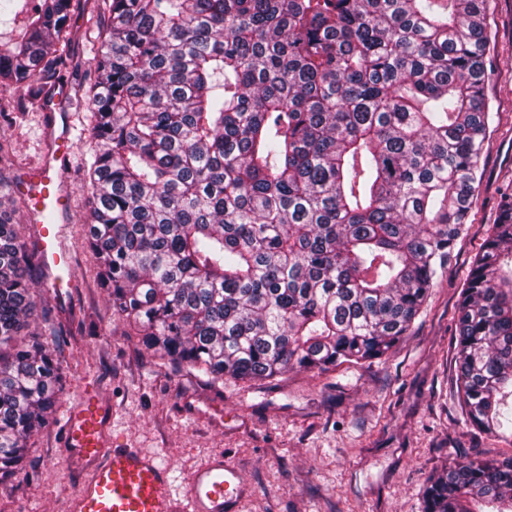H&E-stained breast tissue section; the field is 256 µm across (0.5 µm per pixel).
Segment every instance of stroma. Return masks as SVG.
<instances>
[{
  "mask_svg": "<svg viewBox=\"0 0 512 512\" xmlns=\"http://www.w3.org/2000/svg\"><path fill=\"white\" fill-rule=\"evenodd\" d=\"M78 0L70 14V61L49 86L84 94L94 66ZM491 75L498 119L483 156L470 229L419 316L383 361L326 372L294 369L275 380L214 383L146 351L112 310L84 244L82 162L96 148L91 115H71V215L65 229L76 274L66 296L37 277L39 311L28 333L46 335L63 376L47 426L28 442L23 470L0 483V512H67L82 473L67 470L58 427L85 386L112 402L117 444L161 452L175 477L214 454L236 466L238 512H423L428 477L466 455L512 457V438L472 435L455 394L454 312L471 258L497 217L499 188L512 182V0H489ZM39 103L0 83V179L12 182L45 152Z\"/></svg>",
  "mask_w": 512,
  "mask_h": 512,
  "instance_id": "1",
  "label": "stroma"
}]
</instances>
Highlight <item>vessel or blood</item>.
Instances as JSON below:
<instances>
[{
    "label": "vessel or blood",
    "instance_id": "1",
    "mask_svg": "<svg viewBox=\"0 0 512 512\" xmlns=\"http://www.w3.org/2000/svg\"><path fill=\"white\" fill-rule=\"evenodd\" d=\"M70 86H58L42 102L51 121L53 151L49 161L26 172L21 183L30 199L28 215L36 221L39 254L54 290L72 287L75 272L63 242L69 210L64 171L53 162L69 160L67 110ZM61 447L70 461L89 477L69 499V512H236L240 476L223 457L207 458L186 477L182 493H175L171 469L160 454L122 448L112 441V411L92 388L67 414Z\"/></svg>",
    "mask_w": 512,
    "mask_h": 512
}]
</instances>
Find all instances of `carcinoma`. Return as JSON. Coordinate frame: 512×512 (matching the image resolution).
I'll list each match as a JSON object with an SVG mask.
<instances>
[{
    "label": "carcinoma",
    "instance_id": "cac0c4a2",
    "mask_svg": "<svg viewBox=\"0 0 512 512\" xmlns=\"http://www.w3.org/2000/svg\"><path fill=\"white\" fill-rule=\"evenodd\" d=\"M16 2L0 78L38 100L73 4ZM106 2L84 223L115 314L214 382L388 356L469 231L488 0ZM37 266L0 216V482L63 390L49 347L17 340ZM454 321L468 424L512 437V194ZM425 512H512V458L431 477Z\"/></svg>",
    "mask_w": 512,
    "mask_h": 512
}]
</instances>
